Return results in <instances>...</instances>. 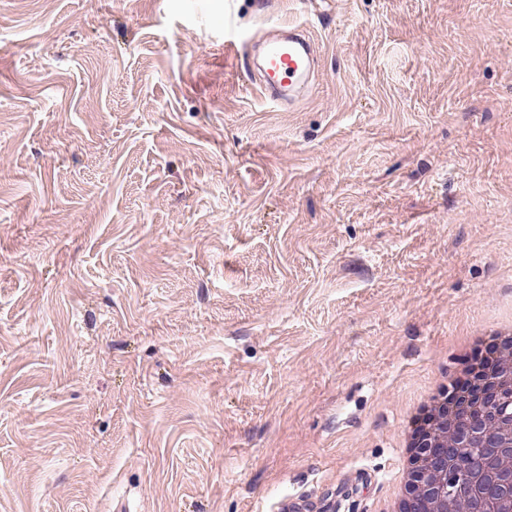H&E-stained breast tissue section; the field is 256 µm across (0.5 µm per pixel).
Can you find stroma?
Listing matches in <instances>:
<instances>
[{"label": "stroma", "instance_id": "1", "mask_svg": "<svg viewBox=\"0 0 512 512\" xmlns=\"http://www.w3.org/2000/svg\"><path fill=\"white\" fill-rule=\"evenodd\" d=\"M511 292L512 0H0V512H373ZM277 27L288 31V37L267 43L265 71L259 90L266 100L278 104L280 98L277 90L288 88L289 97L292 93L309 87L314 57L313 39L305 28L280 22Z\"/></svg>", "mask_w": 512, "mask_h": 512}]
</instances>
